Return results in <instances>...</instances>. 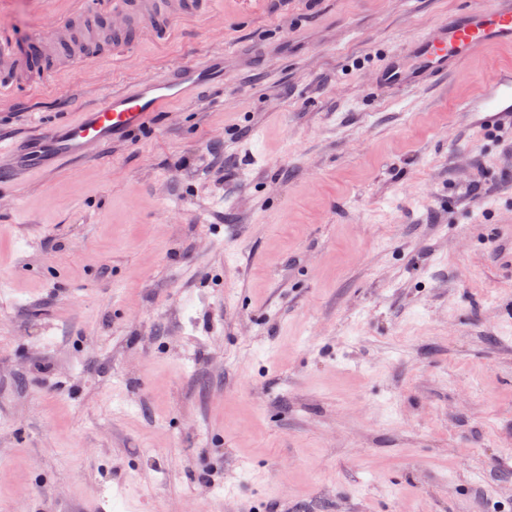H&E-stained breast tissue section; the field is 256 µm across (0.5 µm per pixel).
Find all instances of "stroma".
Wrapping results in <instances>:
<instances>
[{"label":"stroma","instance_id":"obj_1","mask_svg":"<svg viewBox=\"0 0 512 512\" xmlns=\"http://www.w3.org/2000/svg\"><path fill=\"white\" fill-rule=\"evenodd\" d=\"M469 0H261L145 59L224 87L0 189V512H512V130L373 69ZM16 0L0 138L122 88L33 94Z\"/></svg>","mask_w":512,"mask_h":512}]
</instances>
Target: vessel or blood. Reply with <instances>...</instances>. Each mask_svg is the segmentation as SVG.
Returning <instances> with one entry per match:
<instances>
[{"instance_id": "vessel-or-blood-1", "label": "vessel or blood", "mask_w": 512, "mask_h": 512, "mask_svg": "<svg viewBox=\"0 0 512 512\" xmlns=\"http://www.w3.org/2000/svg\"><path fill=\"white\" fill-rule=\"evenodd\" d=\"M30 12L46 22L51 32H66L71 18L93 9V0H27ZM190 0H112L113 66L131 71L118 93L97 106L79 112L29 145L0 142V156L10 168L0 179L15 180L84 159L103 143L122 140L145 126L162 109L201 89L223 87V53H213V65L175 62L134 66L136 45L144 38L166 43L177 21L190 17ZM512 46V0L475 5L441 22L424 37L409 41L395 52L373 78L375 85L417 90L448 75L458 63L483 53L492 45ZM461 112L483 125L512 127V69L498 72L479 85L461 104Z\"/></svg>"}]
</instances>
